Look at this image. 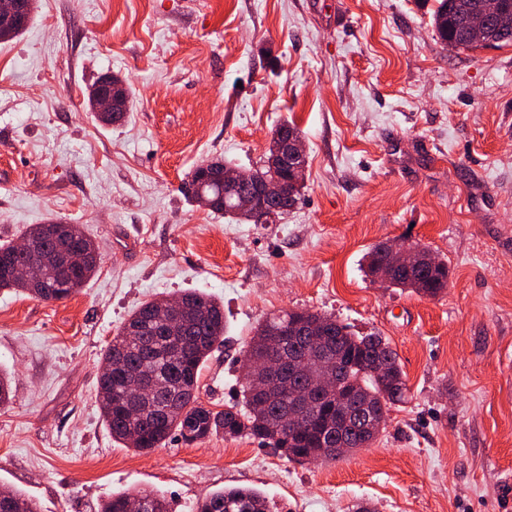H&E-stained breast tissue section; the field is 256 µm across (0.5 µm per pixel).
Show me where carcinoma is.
I'll return each instance as SVG.
<instances>
[{"label": "carcinoma", "instance_id": "obj_1", "mask_svg": "<svg viewBox=\"0 0 512 512\" xmlns=\"http://www.w3.org/2000/svg\"><path fill=\"white\" fill-rule=\"evenodd\" d=\"M432 27L438 38L454 49L474 50L487 46L512 43V0H501L492 22L477 38L459 31L462 20L483 15L487 0H435ZM274 145H269L264 165L259 169L244 170L245 178L239 186L243 192L250 180L271 171ZM185 186L193 188L194 199L204 194L210 201L209 209L222 212L238 221L246 220L239 210L235 196L224 195V186L209 178L202 179L193 170ZM52 251L63 240L76 245H87L91 239L76 224H34L25 233ZM97 258L92 256L84 269L70 276L64 267L46 271L47 281L31 285L0 273V289L13 288L43 302H57L69 298L96 272ZM393 288H408L427 298H435L448 288V264L436 260L433 265L422 263L413 275L399 273L392 279ZM183 306L176 311L183 331L180 335H164L148 322L158 299L138 306L112 341L102 352L105 365H117L110 373H101L98 395L101 413L112 438L127 448L139 452L159 448L172 434H178L186 443L202 441L222 433L232 438L247 437L259 441L275 453L298 463L312 453L328 450L327 438L331 432L329 408L370 410L379 407L380 388L389 390L388 407L406 400V375L398 354L382 336L373 333L356 336L336 319L299 310L295 319L309 326L315 325L331 333L335 348L344 354L346 368L342 374L340 391L336 395L320 397L306 391L308 375L298 368L283 386L269 382L262 400L252 394V386L242 387L243 405H232L214 412L205 407L197 394L201 369L214 348L224 340V305L211 296L185 291L180 294ZM289 313L284 311L259 324L245 351V364H259L270 355L269 339L288 325ZM307 406L303 424L287 429L282 424L283 411L295 401ZM379 431L352 427L346 431L352 448H368ZM0 496L8 506L0 512H38L37 504L21 492L1 488ZM131 500H140L144 512H170L166 498L156 491L114 494L99 505V512H126ZM194 512H271L269 498L259 490L248 487L221 489L207 494L195 504Z\"/></svg>", "mask_w": 512, "mask_h": 512}]
</instances>
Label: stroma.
Segmentation results:
<instances>
[{
    "instance_id": "35a3bbf8",
    "label": "stroma",
    "mask_w": 512,
    "mask_h": 512,
    "mask_svg": "<svg viewBox=\"0 0 512 512\" xmlns=\"http://www.w3.org/2000/svg\"><path fill=\"white\" fill-rule=\"evenodd\" d=\"M132 96L101 124L106 75ZM307 151L302 199L232 220L181 187L200 164L261 166L273 130ZM77 224L98 247L70 298L0 289V486L40 512L163 492L175 512L233 487L273 512H512V44L454 50L415 0H36L0 42V244ZM448 264L438 297L373 283L386 240ZM192 289L224 305L199 400H242V358L270 314L309 309L396 350L409 388L371 447L299 464L258 441L116 442L100 358L142 302ZM381 243L373 246L366 255V272L368 276H374L373 279L387 286L391 275L388 268H382L378 272V268L382 264L383 256L381 252ZM377 272V273H376ZM376 273V274H375ZM375 274V275H374Z\"/></svg>"
}]
</instances>
